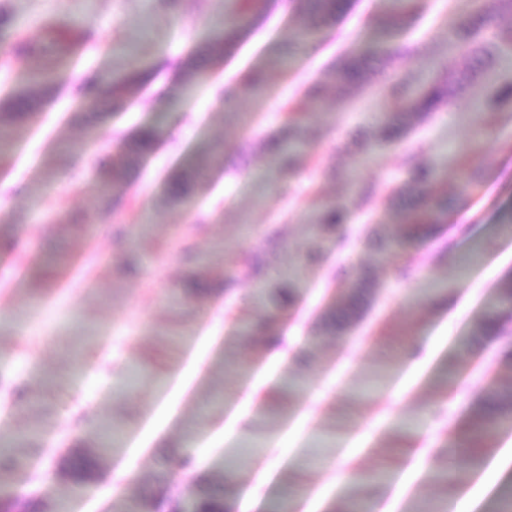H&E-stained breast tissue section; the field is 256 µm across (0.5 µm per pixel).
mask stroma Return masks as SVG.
I'll list each match as a JSON object with an SVG mask.
<instances>
[{
  "instance_id": "1",
  "label": "stroma",
  "mask_w": 512,
  "mask_h": 512,
  "mask_svg": "<svg viewBox=\"0 0 512 512\" xmlns=\"http://www.w3.org/2000/svg\"><path fill=\"white\" fill-rule=\"evenodd\" d=\"M13 27L0 33V98L42 66V53L16 55L18 37L48 44L42 22L67 16L81 26L84 43L63 68L54 96L16 132L10 161L0 166V436L38 430L41 439L12 448L29 467H11L0 484V502L36 494L39 512H54L62 470L78 454L93 455L96 476L64 512H115L163 486L178 512H192L187 485L226 495V450L249 442L259 449L236 472V485L276 469L277 484L264 498L282 502L288 490L310 491L314 512H335L359 472L385 469L397 479L406 448L459 443L476 400L512 366L484 350L466 351L477 320L512 279V101L499 108L490 80L474 76L461 97L425 117L413 118L409 135L385 148H360L356 138L371 130L383 94L395 82H414L427 59L464 70L467 58L442 51L449 26L470 9L469 0H423L402 38L417 54L392 63L376 60L367 83L344 93L312 122L319 137L300 168L279 175L265 148L279 130L286 107L323 81L341 51L381 45L393 0H348L343 13L316 42L293 47L298 22L295 0H264L261 18L214 66L213 83L178 92L177 65L218 24L235 23L231 0H0ZM289 59L287 71L273 58ZM151 70L111 122L78 121L83 109L76 87L83 77L108 75L120 64ZM261 74L259 99L219 102L214 83L236 84ZM151 122L162 132L154 154L117 186L119 202L109 226L47 224V210L87 212L95 183L87 157H108L117 133ZM220 141L224 157L197 188L192 211L164 205L167 179L196 149ZM418 150L431 164L436 185L455 198L448 222L435 236L397 241L403 216L393 192L408 183L405 158ZM483 170L481 180L469 177ZM375 189L367 206L352 208L349 223L384 239H396L388 255L366 245L343 251L335 234L313 219L325 199H353L356 185ZM223 215L193 239L206 281L231 280L229 288L192 301L180 282L188 272L182 245L193 210ZM24 214L20 224L11 213ZM281 239L269 256L267 283L238 278L239 260L266 247L270 225ZM124 231V248L113 243ZM69 256L66 271L53 265ZM414 263L407 274L399 267ZM297 270V296L289 308L274 300L270 284ZM369 270L366 301L353 326L340 336L319 333L322 315ZM292 337L301 354L299 387L284 401L282 416L261 433L252 425L264 408L283 401L281 365L240 342L256 323ZM434 339L427 367L405 357L412 336ZM421 420L418 433L400 441L394 427ZM112 425L117 447L99 449L98 427ZM468 469L451 473L447 486L423 479L403 512L434 501L454 512Z\"/></svg>"
}]
</instances>
